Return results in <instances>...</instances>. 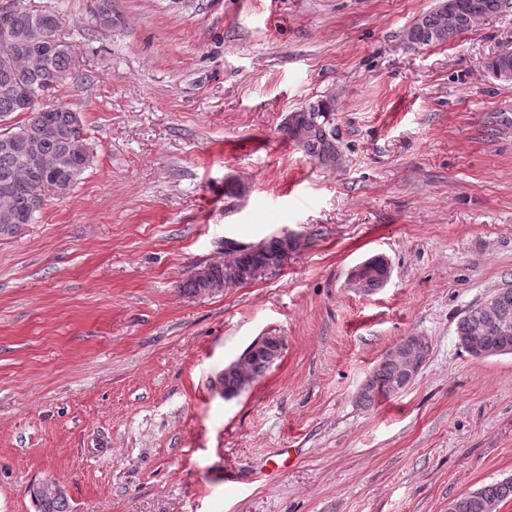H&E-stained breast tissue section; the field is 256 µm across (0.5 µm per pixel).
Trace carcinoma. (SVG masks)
I'll return each mask as SVG.
<instances>
[{
  "instance_id": "1",
  "label": "carcinoma",
  "mask_w": 512,
  "mask_h": 512,
  "mask_svg": "<svg viewBox=\"0 0 512 512\" xmlns=\"http://www.w3.org/2000/svg\"><path fill=\"white\" fill-rule=\"evenodd\" d=\"M445 24L438 8L421 16L410 28V43L416 47L447 43L469 29L478 19L500 11L503 0H448ZM94 17L104 28L112 27V0H95ZM7 38L0 28V122L18 113L24 120L0 130V186L9 192L0 194V236L11 237L23 224H32L47 197L69 194L91 167L93 154L83 118L62 104H45L42 94L59 82L69 71L73 48L63 39L49 42L42 29L58 30L57 15L31 5V0H18L8 19ZM512 70V51L499 53L485 63L487 73L495 78L505 69ZM32 95V106H20L22 98ZM331 109L323 103L311 106L288 117L285 131L301 149L325 168H336L343 157L330 128ZM231 258L223 263L209 264L204 272L194 271L183 281L186 294H218L231 272L242 266H264L279 259L281 243L267 240L256 247H228ZM387 267L379 256L358 266L353 275L369 279L380 286ZM509 325L503 333L499 325ZM480 328L484 343L472 348L467 343L471 330ZM461 346L476 357L512 354V285L505 284L488 298L470 308L456 326ZM402 374L391 364L379 361L358 392V402L366 407L381 394H398L395 383ZM38 512H70L68 496L61 491L53 496L34 495ZM512 499V478L488 483L479 489L458 496L448 504V512H495L498 505Z\"/></svg>"
}]
</instances>
